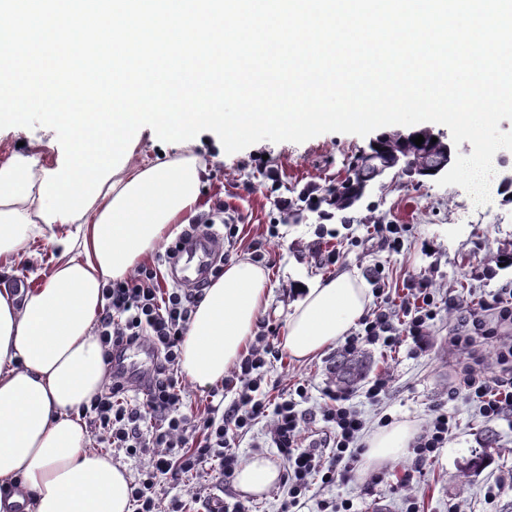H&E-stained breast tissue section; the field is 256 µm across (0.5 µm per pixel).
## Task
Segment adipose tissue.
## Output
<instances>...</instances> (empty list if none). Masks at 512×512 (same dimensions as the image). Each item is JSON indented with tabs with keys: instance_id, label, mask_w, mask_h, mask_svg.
<instances>
[{
	"instance_id": "adipose-tissue-1",
	"label": "adipose tissue",
	"mask_w": 512,
	"mask_h": 512,
	"mask_svg": "<svg viewBox=\"0 0 512 512\" xmlns=\"http://www.w3.org/2000/svg\"><path fill=\"white\" fill-rule=\"evenodd\" d=\"M44 166L34 146L0 161V260L23 259L45 239L51 272L41 283L0 287V512H132L131 478L91 446L79 410L109 372L95 323L102 287L121 280L203 211L206 164L192 147L154 163L129 159L104 184L76 227L56 233L39 211ZM269 271L230 261L194 309L181 344L180 373L206 388L223 381L253 339L269 298ZM371 293L353 272L307 282L286 319L282 347L303 361L335 345L367 313ZM403 420L366 439L365 462L400 457L414 437ZM281 470L254 455L237 470L243 494L259 496Z\"/></svg>"
}]
</instances>
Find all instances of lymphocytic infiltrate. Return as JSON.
Returning <instances> with one entry per match:
<instances>
[{"label":"lymphocytic infiltrate","instance_id":"lymphocytic-infiltrate-1","mask_svg":"<svg viewBox=\"0 0 512 512\" xmlns=\"http://www.w3.org/2000/svg\"><path fill=\"white\" fill-rule=\"evenodd\" d=\"M180 248L171 242L158 254L155 265L138 268L126 279L113 281L103 290L105 307L96 323V333L105 358L113 362L120 349L142 344L157 354V363L138 393H131L122 371L89 404L80 409L98 431L97 441L106 448L127 454H149L146 471L131 487L135 512H185L186 504L171 500L163 504L161 485L178 486L199 474L203 464L215 463L222 481H230L242 458L234 449L233 434H246L264 418H271V441L288 463V497L281 512H295L314 480L324 485L336 479H350L361 454L358 444L364 421L350 406L344 393L329 391L330 404L323 418L330 426L333 455L323 460L313 450L303 448L298 436L305 421L300 408L307 391L297 386L292 397L270 403L261 394V384L271 345L267 336L225 376L220 387L212 389L211 400L200 416L183 413L182 383L177 376L180 346L192 313L203 297L202 288H161L162 267ZM494 309L500 322L512 323V297L498 296L494 304L484 303L469 309L467 323L483 339L495 342L496 365L469 369L463 386L478 403L487 420L499 419L512 411V336L498 335L484 318ZM402 320L377 310L363 318L362 330L346 337L344 348L355 351L361 345L396 348L403 342L421 344L430 321L437 315L435 296L428 283L414 284L410 298L402 304ZM233 393L230 404H223L225 393ZM455 421L446 411L436 410L417 438L413 451L416 463L433 458L448 442Z\"/></svg>","mask_w":512,"mask_h":512}]
</instances>
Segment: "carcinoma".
Listing matches in <instances>:
<instances>
[{"label": "carcinoma", "instance_id": "cac0c4a2", "mask_svg": "<svg viewBox=\"0 0 512 512\" xmlns=\"http://www.w3.org/2000/svg\"><path fill=\"white\" fill-rule=\"evenodd\" d=\"M373 144L370 152L378 158L377 165L367 166L362 157H355L345 177L319 191L321 206H313L309 199V196L316 192L314 188H307L300 192L297 199L288 201V212L292 217L299 219L306 207L320 212L324 219L332 218L335 213L344 214L353 210L364 197L367 188L385 173L391 171L399 177L406 176L420 182L430 177L428 170L444 157L442 143H433L431 139L426 138L418 146L412 141V136L400 130L383 133L373 141ZM366 370L367 361L364 355L356 352H342L336 355L333 373L337 385L345 388L355 386L365 377ZM494 444V430L488 428L484 431L482 454L459 475L461 483L468 484L479 476L487 449Z\"/></svg>", "mask_w": 512, "mask_h": 512}]
</instances>
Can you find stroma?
Instances as JSON below:
<instances>
[{
	"mask_svg": "<svg viewBox=\"0 0 512 512\" xmlns=\"http://www.w3.org/2000/svg\"><path fill=\"white\" fill-rule=\"evenodd\" d=\"M21 141L44 145L47 162L63 152L50 128L10 127L0 129V160L16 151ZM369 143L366 137L329 132L301 144L261 141L220 156L212 136L205 134L197 148L208 166L203 184L208 215L215 224L232 222L239 227L236 241L224 246L225 260L258 252L276 255L270 268L269 305L258 332L284 336L286 316L301 283L341 270L353 271L369 288L385 287L395 298L402 296L410 280L429 282L435 290L438 314L422 346L408 342L396 352L366 347L369 368L365 380L351 388L349 395L351 405L362 414L366 436L380 428L385 415L425 429L433 409L443 408L457 422L447 444L421 465L409 486H400L398 480L413 465L415 455L410 449L379 467L358 465L349 484L313 485L302 512H318L323 500L346 498L353 501L356 512H404L409 497L416 498L419 512H448L454 504L461 512H512V414L489 423L472 399L448 395L474 358L490 360L494 351L491 344L480 341L471 347L450 345V336L463 330L459 308L492 303L500 289H512V267L502 269L489 261L502 249L512 250V202L501 192L506 170L512 167V151L495 154L491 201L484 206H475L458 186L441 187L432 178L416 184L389 175L351 211L350 223L336 218L325 221L308 210L299 222L287 220L285 201L296 198L303 187H322L344 177L355 154ZM368 215L376 216V224L365 223ZM380 223L398 226L400 248H392L378 236ZM272 224L278 237L267 233ZM452 301L457 304L453 310L448 307ZM341 350L337 344L311 360L296 362L279 348L267 365L262 390L268 397L288 393L300 380L308 385L301 405L306 416L300 437L303 446L321 450L329 439L322 409L326 390L334 383L332 366ZM380 375L388 380V395L375 405L365 399L364 392L368 382ZM489 427L497 434L499 449L491 453L473 482L459 487L457 477L479 450L481 436ZM376 474L383 475V482L368 489ZM501 483L508 485V492L488 497L489 487ZM288 488L283 481L261 498L245 496L206 467L189 484L174 491L162 489L161 495L166 501L175 495L189 500L193 512H203L206 503L217 500L242 503L247 512H280Z\"/></svg>",
	"mask_w": 512,
	"mask_h": 512,
	"instance_id": "stroma-1",
	"label": "stroma"
}]
</instances>
